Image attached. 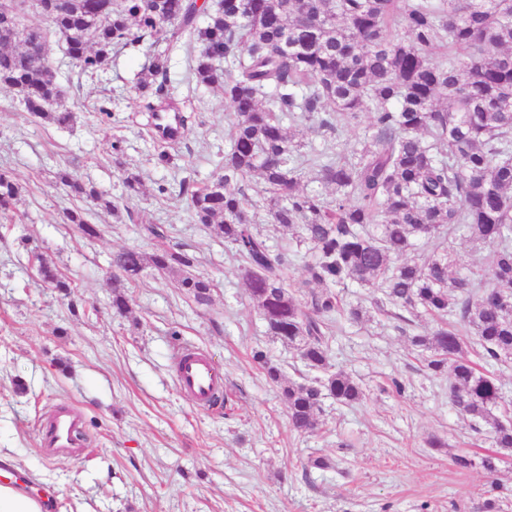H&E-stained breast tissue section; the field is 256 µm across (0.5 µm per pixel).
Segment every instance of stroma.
<instances>
[{
    "instance_id": "1",
    "label": "stroma",
    "mask_w": 512,
    "mask_h": 512,
    "mask_svg": "<svg viewBox=\"0 0 512 512\" xmlns=\"http://www.w3.org/2000/svg\"><path fill=\"white\" fill-rule=\"evenodd\" d=\"M164 49L152 41L128 46L82 75L50 39L74 115L67 127L31 118L15 91L0 89V168L21 186L14 209L0 217V450L34 485L54 491L52 512H482L489 498L497 512H512V451H501L495 475L483 470L490 432L472 431L450 401L449 374L429 372V350L413 342L436 321L420 312L390 317L375 306L377 289H343L365 315L358 323L339 319L331 342L333 369L357 381L364 399L347 406L324 398L315 433L290 429L287 405L252 353L264 350L287 378L306 382L312 374L292 347L268 335L231 247L193 223L178 194L180 179L201 184L219 173L229 106L221 88L188 86L184 50L166 49L165 100L194 119L173 162L160 163L166 144L154 139L133 87ZM104 105L111 115L101 113ZM127 170L141 175L143 187L119 215L96 212L100 237L63 225L74 201L59 173L118 199ZM145 224L165 225L172 241L196 254V273L215 283L208 307L188 302L175 277L148 269L128 290L130 313L113 315L110 257L121 248L152 252ZM256 230L273 249L294 250L288 281L304 296L297 283L308 255L292 230L264 223ZM39 253L71 280V297L43 286ZM186 344L223 371L225 406L198 409L178 389L174 355ZM58 404L83 414L80 459L47 456L38 444L35 423ZM435 437L442 447H430ZM457 455L473 466L456 467ZM312 456L329 467L309 466Z\"/></svg>"
}]
</instances>
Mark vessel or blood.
<instances>
[{"label": "vessel or blood", "mask_w": 512, "mask_h": 512, "mask_svg": "<svg viewBox=\"0 0 512 512\" xmlns=\"http://www.w3.org/2000/svg\"><path fill=\"white\" fill-rule=\"evenodd\" d=\"M175 380L179 390L198 408L205 409L224 391V374L210 354L194 345L184 346L175 360ZM40 444L50 456L79 457L85 441L81 411L73 405L51 408L37 424Z\"/></svg>", "instance_id": "b4317fda"}]
</instances>
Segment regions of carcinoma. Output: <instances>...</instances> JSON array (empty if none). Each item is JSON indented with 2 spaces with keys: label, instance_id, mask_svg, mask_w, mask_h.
<instances>
[{
  "label": "carcinoma",
  "instance_id": "1",
  "mask_svg": "<svg viewBox=\"0 0 512 512\" xmlns=\"http://www.w3.org/2000/svg\"><path fill=\"white\" fill-rule=\"evenodd\" d=\"M78 2L58 0L33 25L27 0H0V86L19 93L30 116L71 122L58 71L27 53L55 35L89 73L129 45L163 39L186 49L189 81L222 87L232 128L223 173L201 185L184 180L179 195L195 223L234 249L267 334L319 373L308 383L287 379L253 351L287 403L290 427L313 431L326 396L346 405L364 397L347 373L331 370L329 356L333 319L362 312L336 289L357 284L382 291L381 309L420 308L440 320L414 338L431 351L427 368L449 373L457 410L490 426L495 447L511 450L512 425L495 414L501 384L469 357L467 338L474 333L475 354L487 364L512 359V0H217L210 10L197 0ZM168 73V58L157 55L136 87L154 119ZM362 113L370 121L348 151L342 134ZM286 121L316 124L336 150L302 151ZM308 167L334 190L332 200L301 187ZM255 175L263 181L258 201L248 193ZM59 181L83 202L64 211V223L82 235L99 234L91 207L119 211V202L69 172ZM123 183L127 203L140 175L126 170ZM18 193L0 171L1 213ZM260 201L270 223L296 230L297 245L312 253L304 284L318 290L304 301L287 284L291 255L252 230ZM459 226L492 246L488 271L454 269L448 238ZM142 231L160 245L150 254L112 252V312H129L124 284L148 268L181 276L187 298L209 305L212 282L192 273L197 256L168 243L159 224ZM418 241L432 248L423 262L407 258ZM35 258L42 282L70 296L55 265Z\"/></svg>",
  "mask_w": 512,
  "mask_h": 512
}]
</instances>
